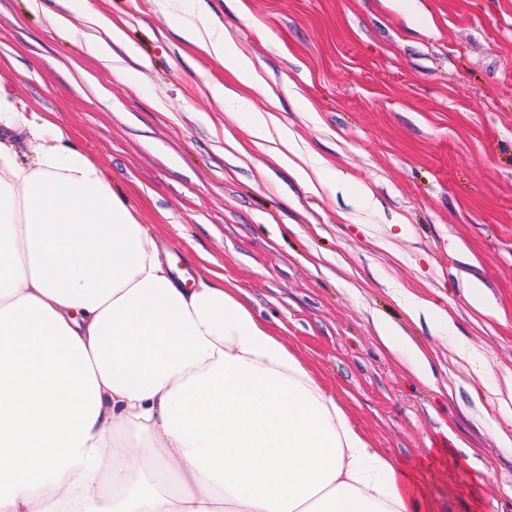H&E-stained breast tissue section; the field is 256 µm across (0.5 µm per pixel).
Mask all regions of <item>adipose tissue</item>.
Here are the masks:
<instances>
[{
    "instance_id": "ef3b65f1",
    "label": "adipose tissue",
    "mask_w": 512,
    "mask_h": 512,
    "mask_svg": "<svg viewBox=\"0 0 512 512\" xmlns=\"http://www.w3.org/2000/svg\"><path fill=\"white\" fill-rule=\"evenodd\" d=\"M187 39L239 80L230 35ZM0 85V512H431L231 290Z\"/></svg>"
}]
</instances>
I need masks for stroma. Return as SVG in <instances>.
<instances>
[{
	"label": "stroma",
	"instance_id": "35a3bbf8",
	"mask_svg": "<svg viewBox=\"0 0 512 512\" xmlns=\"http://www.w3.org/2000/svg\"><path fill=\"white\" fill-rule=\"evenodd\" d=\"M88 5L0 0V85L101 166L178 269L234 289L371 447L420 464L434 512H512V0ZM203 15L261 83L184 40ZM111 26V59L90 54ZM215 81L273 113L309 182L254 148ZM472 279L502 317L471 306ZM420 301L453 337L409 315ZM379 339L381 343L390 351L411 350L414 352L413 362L420 367L423 362L422 355L411 345H409L403 336H399L397 330L386 322H380L378 325Z\"/></svg>",
	"mask_w": 512,
	"mask_h": 512
}]
</instances>
